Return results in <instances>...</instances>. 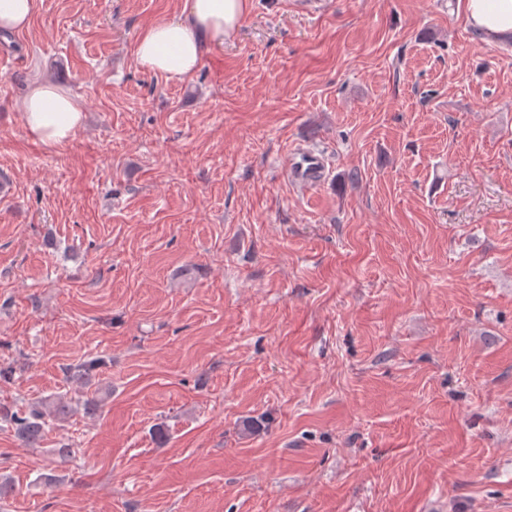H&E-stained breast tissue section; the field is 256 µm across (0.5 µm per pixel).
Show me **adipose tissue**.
Listing matches in <instances>:
<instances>
[{
	"label": "adipose tissue",
	"instance_id": "ef3b65f1",
	"mask_svg": "<svg viewBox=\"0 0 512 512\" xmlns=\"http://www.w3.org/2000/svg\"><path fill=\"white\" fill-rule=\"evenodd\" d=\"M471 31L512 39V0H462ZM247 0H182L179 16L144 27L137 38L136 61L143 70L181 81L203 56L233 35ZM29 134L53 147L72 138L83 123V107L57 84L33 80L21 101Z\"/></svg>",
	"mask_w": 512,
	"mask_h": 512
}]
</instances>
